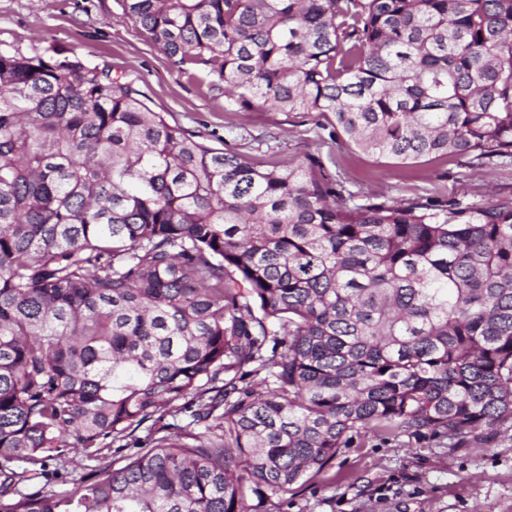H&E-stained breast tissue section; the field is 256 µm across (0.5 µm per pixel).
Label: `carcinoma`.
<instances>
[{
	"mask_svg": "<svg viewBox=\"0 0 512 512\" xmlns=\"http://www.w3.org/2000/svg\"><path fill=\"white\" fill-rule=\"evenodd\" d=\"M121 7L232 111L512 165V0ZM353 197L312 155L258 168L195 139L62 50L0 52V512H249L362 431L512 429V202ZM68 448L121 465L76 477Z\"/></svg>",
	"mask_w": 512,
	"mask_h": 512,
	"instance_id": "obj_1",
	"label": "carcinoma"
}]
</instances>
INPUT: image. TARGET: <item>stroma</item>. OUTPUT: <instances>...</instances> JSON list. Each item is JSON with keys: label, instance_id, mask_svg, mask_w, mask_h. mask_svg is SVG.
<instances>
[{"label": "stroma", "instance_id": "obj_1", "mask_svg": "<svg viewBox=\"0 0 512 512\" xmlns=\"http://www.w3.org/2000/svg\"><path fill=\"white\" fill-rule=\"evenodd\" d=\"M57 48L109 67L137 85L149 107L214 147L244 153L257 167L319 157L358 201L469 203L512 200V166L466 157L385 159L337 138L329 112L227 110L224 87L173 67L119 0H0V50L32 55ZM256 512H512V430L495 441L449 447L433 436L366 432L320 475L284 495H248Z\"/></svg>", "mask_w": 512, "mask_h": 512}]
</instances>
